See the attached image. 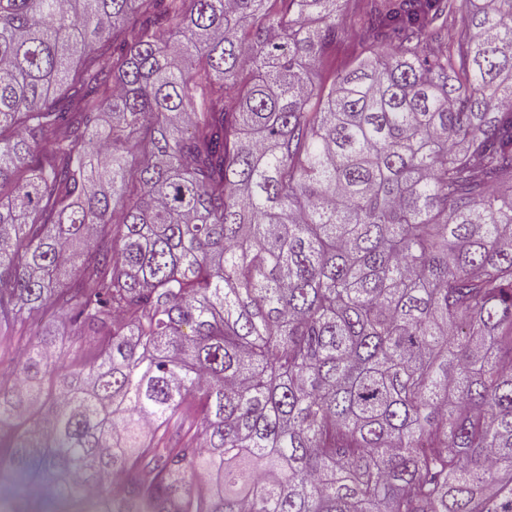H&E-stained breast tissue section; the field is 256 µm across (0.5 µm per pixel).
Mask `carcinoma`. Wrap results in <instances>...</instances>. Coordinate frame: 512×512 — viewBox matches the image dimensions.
<instances>
[{"mask_svg":"<svg viewBox=\"0 0 512 512\" xmlns=\"http://www.w3.org/2000/svg\"><path fill=\"white\" fill-rule=\"evenodd\" d=\"M184 2L0 0V512H512V0ZM351 44L354 43H350L349 39L347 38V33L345 32L344 43H342L341 46L336 49V55L333 57L332 61L324 67L319 66V68H317L315 71L314 80L317 83H326L328 81H332L335 73L337 76V74L341 73L353 64V61L357 54L360 52V49L358 48L356 52H353L355 48ZM354 45L357 47V43ZM54 320L60 329V335L66 338L67 349L62 362L67 369L75 368L96 353L101 341L100 336L77 337L80 335L64 326V320L60 316Z\"/></svg>","mask_w":512,"mask_h":512,"instance_id":"carcinoma-1","label":"carcinoma"}]
</instances>
